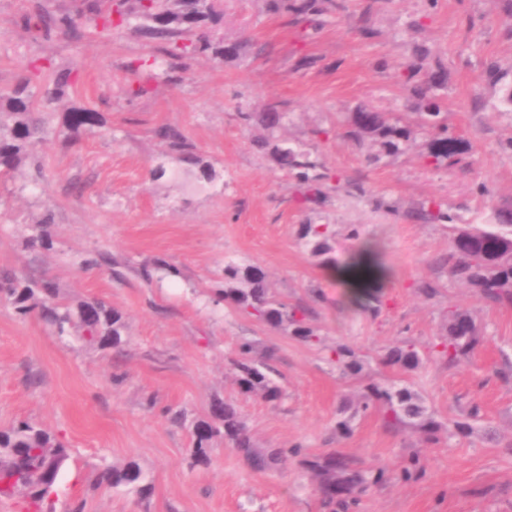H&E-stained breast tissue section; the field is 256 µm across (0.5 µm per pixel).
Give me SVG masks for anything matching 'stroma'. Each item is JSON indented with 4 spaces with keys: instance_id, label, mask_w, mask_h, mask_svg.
Segmentation results:
<instances>
[{
    "instance_id": "1",
    "label": "stroma",
    "mask_w": 512,
    "mask_h": 512,
    "mask_svg": "<svg viewBox=\"0 0 512 512\" xmlns=\"http://www.w3.org/2000/svg\"><path fill=\"white\" fill-rule=\"evenodd\" d=\"M82 0H0V89L31 62L50 58L72 69L67 104L103 113L99 133L71 143L53 137L0 186V270L49 277L68 302L101 299L122 314L121 350L84 348L55 336L38 313L26 316L0 298V429L26 419L70 448L53 495L55 512H330L299 458L252 471L223 438L208 465H194L192 428L218 400L234 402L255 447L298 444L307 456L340 453L383 471L349 512H512V306L486 300L451 278L445 259L449 225L487 229L512 209V0H334L308 19L267 12L264 0H232L225 40L238 58L189 60L186 69L132 74L130 62L153 54L128 33L93 32L43 40L20 18L43 9L70 11ZM443 81L430 100L448 114L462 152L454 166L427 164L428 135L417 113L427 104L414 84L434 71ZM143 84L133 97L130 84ZM280 103L288 117L281 143L310 153L326 178L319 202L282 169L262 142L260 119ZM367 107L401 118L415 143L396 152L353 136V112ZM181 132L215 175L153 179L164 162L160 128ZM378 162H368V154ZM39 183H31L34 166ZM440 204L447 220L421 218ZM53 223L41 224L45 211ZM331 233L327 258L312 256L304 225ZM361 238L378 237L392 269L376 300L350 309L327 274L343 267ZM177 270L146 278L156 260ZM259 267L274 297L309 309L321 342L216 302L224 264ZM437 283L433 295L421 286ZM470 314L480 343L455 365L428 355L445 335L449 310ZM412 337L421 368L379 366L386 348ZM249 340L256 357L274 351L276 402L242 392L230 359ZM356 351L375 382L400 379L445 423L478 406L499 434L426 443L394 432L372 411L348 434L335 431L345 398L359 391L341 379L331 348ZM420 460L411 478L402 461ZM137 462L148 497L101 482L110 466Z\"/></svg>"
}]
</instances>
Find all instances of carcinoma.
<instances>
[{"mask_svg": "<svg viewBox=\"0 0 512 512\" xmlns=\"http://www.w3.org/2000/svg\"><path fill=\"white\" fill-rule=\"evenodd\" d=\"M273 14L291 12L296 16L320 15L327 11V0H266ZM227 5L224 0H118L107 4L103 0H85L84 7L75 12L50 14L37 10L22 16L24 27L46 40L59 34L79 37L87 27L101 35L127 30L161 44L160 52L167 58L169 70L185 66L186 61L209 55L219 61L239 55L241 45L227 42L219 29L224 24ZM72 90V72L57 71L43 85L22 78L7 89H0V177L11 176L29 157L36 145L58 132L74 142L84 134H94L105 126L101 113L86 108L70 107L62 113L59 129H54L42 108L62 101ZM431 134L429 158L436 164L451 166L460 151L458 139L448 135V125L441 118L438 105L424 113ZM285 113L280 105L270 103L262 113V121L270 133L283 124ZM354 135L360 139L375 138L385 150H397L409 145L411 131L396 120L370 108L353 114ZM167 157L180 164L197 165L194 146L179 132L163 129ZM271 153L282 168L298 182L316 185L326 178L309 153L283 146L275 138L267 141ZM502 223L493 229H467L451 226L450 250L446 263L456 280L476 288L493 301L512 303V262L501 257V247L512 242V213L501 214ZM301 238L315 256L331 251L328 229L307 224ZM379 244L366 243L353 257L348 274L359 288L363 300L349 301L353 306L376 298L374 288L391 277V270L380 260ZM225 288L217 297L233 303L273 328L291 327L292 335L314 345L320 342L307 325L308 309L288 307L270 294L264 273L254 267H241L234 262L224 264ZM0 296L8 300L18 314L27 315L37 309L46 323L54 327L57 336H77L88 347L118 348L123 343L125 324L112 306L101 300L84 301L72 307L64 302L55 281L41 278L21 284L8 273L0 274ZM478 344L472 318L459 310H448L447 334L430 346L437 358L453 364L472 354ZM253 344L243 340L237 348L233 365L238 371L239 388L245 393H259L268 402L280 399L282 390L273 378L274 368L267 362L251 359ZM333 361L342 375L354 379L364 377L363 360L349 347L338 345L331 350ZM380 363L392 370H414L422 363L418 345L412 339L402 340L390 347ZM383 409L384 424L395 431L412 429L425 435L432 443L441 434L465 435L474 431L467 422L454 421L448 425L438 422L421 396L397 380L385 385L368 383L359 392L358 402L345 403L339 408L336 432L346 434L353 421L374 406ZM213 417L194 427V460L209 462V442L218 434L232 444L248 466L258 472L268 470L286 456L276 449L268 452L253 448L245 422L231 402L217 401L212 406ZM70 456V449L50 432L27 420H18L0 429V497L10 499L26 485L29 493L23 496L24 512H53L51 494L59 473ZM303 464L318 479L316 491L326 505L349 496L367 483L366 472L334 452L303 460ZM102 479L114 488L125 487L145 497L151 485L145 482L140 467L131 462L123 467L107 468Z\"/></svg>", "mask_w": 512, "mask_h": 512, "instance_id": "obj_1", "label": "carcinoma"}]
</instances>
